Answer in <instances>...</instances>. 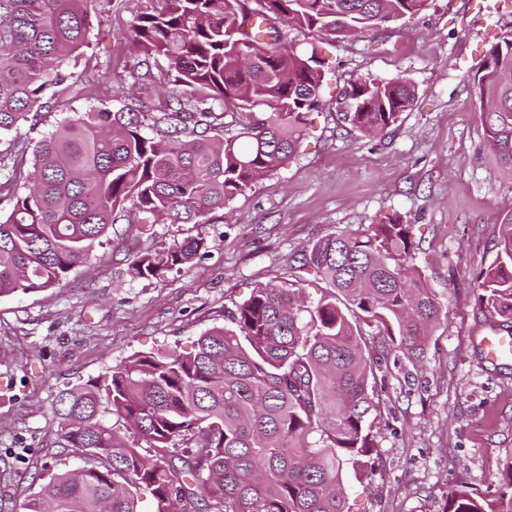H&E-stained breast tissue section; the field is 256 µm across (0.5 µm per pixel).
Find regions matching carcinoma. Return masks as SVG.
<instances>
[{"label":"carcinoma","mask_w":512,"mask_h":512,"mask_svg":"<svg viewBox=\"0 0 512 512\" xmlns=\"http://www.w3.org/2000/svg\"><path fill=\"white\" fill-rule=\"evenodd\" d=\"M95 0H0V135L18 132L45 93L92 100L64 64L88 46ZM432 0H150L128 41L145 47L136 81L163 59L173 88L163 105L132 96L116 110L91 104L35 146L0 153V297L60 286L87 262L118 215L139 224H201L294 154L322 106V61L288 39L369 35ZM498 170L512 178V40L493 46L473 80ZM339 120L364 137L412 110L403 79L358 78ZM237 112L239 129L224 125ZM151 121L161 136L143 132ZM496 260L476 276L492 329L512 333V214ZM411 225L399 214L363 232L330 233L301 251L288 286L258 283L224 312L229 326L194 350L135 352L106 374L59 392L55 446L83 459L48 474L21 512H345V469L374 475L370 417L382 356L423 353L442 302L414 264ZM186 238L128 258L133 280H162L194 262ZM313 271L325 284L306 301ZM376 336L379 353L365 341ZM112 417L107 422L106 417ZM499 509L466 488L443 512H512V456Z\"/></svg>","instance_id":"1"}]
</instances>
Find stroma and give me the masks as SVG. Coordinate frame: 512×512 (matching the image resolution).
<instances>
[{
  "label": "stroma",
  "instance_id": "1",
  "mask_svg": "<svg viewBox=\"0 0 512 512\" xmlns=\"http://www.w3.org/2000/svg\"><path fill=\"white\" fill-rule=\"evenodd\" d=\"M145 0H99L90 46L74 72L96 104L118 108L131 84L127 36ZM512 39V0H433L372 39L324 46V106L299 150L252 191L200 224L144 226L118 219L66 284L0 297V512H17L49 469L51 403L136 352L189 351L255 283L288 278L307 244L362 231L392 213L410 224L415 263L444 303L421 361L385 356L371 417L376 474L347 473L348 512H442L466 486L493 498L512 454V365L478 348L490 326L476 306L477 273L496 258L512 214V179L495 168L473 93L489 48ZM403 78L416 105L384 136L360 137L338 119L358 77ZM186 237L203 255L162 281L133 280L128 255Z\"/></svg>",
  "mask_w": 512,
  "mask_h": 512
}]
</instances>
